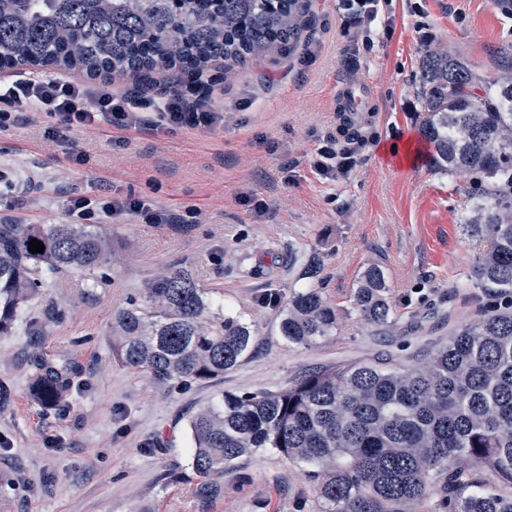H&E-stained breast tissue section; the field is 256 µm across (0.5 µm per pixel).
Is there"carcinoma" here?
Wrapping results in <instances>:
<instances>
[{
    "label": "carcinoma",
    "mask_w": 512,
    "mask_h": 512,
    "mask_svg": "<svg viewBox=\"0 0 512 512\" xmlns=\"http://www.w3.org/2000/svg\"><path fill=\"white\" fill-rule=\"evenodd\" d=\"M308 0H0V63L51 65L88 76L259 65L307 36ZM422 137L437 169L463 179L467 235L488 248L468 286L512 292V66L479 76L445 48L420 63ZM37 239L44 252L31 253ZM112 236L88 224H0V336L63 271L110 266ZM389 285L377 264L354 305L388 322ZM279 332L308 345L336 334V308L319 288L294 291ZM254 330L224 313L192 274H157L143 298L112 317V356L147 378L211 382L237 367ZM35 401L70 406L78 364L28 361ZM192 468L217 489L257 448L314 467L313 512H409L439 491L438 512H512V310H485L415 368L363 362L314 370L286 389L226 394L189 421Z\"/></svg>",
    "instance_id": "cac0c4a2"
}]
</instances>
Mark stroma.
I'll list each match as a JSON object with an SVG mask.
<instances>
[{"mask_svg":"<svg viewBox=\"0 0 512 512\" xmlns=\"http://www.w3.org/2000/svg\"><path fill=\"white\" fill-rule=\"evenodd\" d=\"M306 49L272 51L257 66L213 84L171 83L162 69L113 79L115 92L148 86L191 93L224 110L223 126H144L70 132V146L46 143V126L0 127V218L65 224L76 193L132 195L156 206L201 208L203 224H112V265L102 278L47 279L40 300L0 337V512H312L310 466L274 449L247 454L220 492L202 497L192 470L188 420L226 393L288 388L312 369L385 359L423 363L478 313L512 304L466 285L481 254L464 231L470 208L457 180L427 159L418 114L426 46L466 58L476 71L512 61V5L505 0H381L368 37L341 27L340 0H311ZM359 105L350 108V97ZM125 145H118L119 136ZM359 138L352 170L328 179L313 166L326 137ZM413 141L410 164L381 143ZM90 162L77 164L76 154ZM390 287L386 326L361 320L353 294L369 264ZM186 270L253 325L243 361L213 383H160L112 357L113 312L142 297L163 270ZM323 289L336 307V335L297 346L279 333L278 307L264 292ZM72 302L52 316L61 292ZM42 323L31 336L29 317ZM68 355L82 369L66 415L36 405L26 357Z\"/></svg>","mask_w":512,"mask_h":512,"instance_id":"obj_1","label":"stroma"}]
</instances>
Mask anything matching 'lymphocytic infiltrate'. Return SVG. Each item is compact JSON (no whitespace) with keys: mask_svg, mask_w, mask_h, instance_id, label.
I'll return each mask as SVG.
<instances>
[{"mask_svg":"<svg viewBox=\"0 0 512 512\" xmlns=\"http://www.w3.org/2000/svg\"><path fill=\"white\" fill-rule=\"evenodd\" d=\"M63 118L68 130L139 127L144 118L171 129L209 128L224 121V113L206 100L179 94L153 95L148 91L114 93L106 82L70 83L56 78H18L0 82V125L39 123L42 117ZM360 141L329 139L314 165L322 175L337 178L355 162ZM69 215L79 224H107L133 216L145 224H199L198 208L176 214L139 198L115 195H72Z\"/></svg>","mask_w":512,"mask_h":512,"instance_id":"1","label":"lymphocytic infiltrate"}]
</instances>
